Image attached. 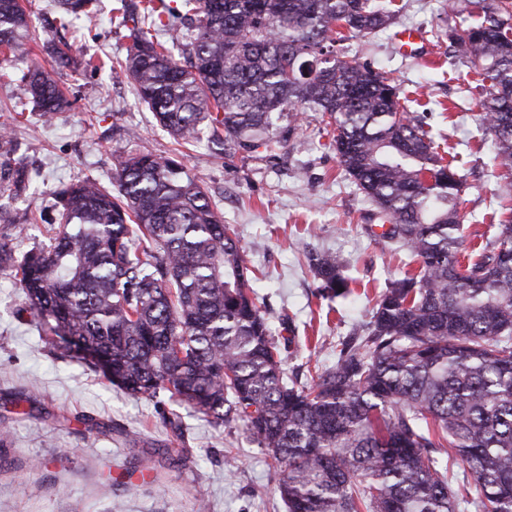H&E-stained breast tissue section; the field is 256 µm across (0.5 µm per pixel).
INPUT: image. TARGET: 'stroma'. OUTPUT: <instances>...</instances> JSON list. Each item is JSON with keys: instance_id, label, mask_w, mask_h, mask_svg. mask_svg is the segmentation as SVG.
<instances>
[{"instance_id": "35a3bbf8", "label": "stroma", "mask_w": 512, "mask_h": 512, "mask_svg": "<svg viewBox=\"0 0 512 512\" xmlns=\"http://www.w3.org/2000/svg\"><path fill=\"white\" fill-rule=\"evenodd\" d=\"M446 0H396L395 28L344 41L345 52L387 72L431 125L436 142L457 152L465 174L461 212L467 238L491 236L498 222L491 201L499 190L493 134L478 124L482 90L448 40ZM98 14L82 21L79 53L123 58L127 28L112 19L115 0H97ZM429 32L421 54L398 50L396 29ZM53 71L69 105L44 122L36 110L16 112L17 87L26 59L0 60V132L17 138L15 155L32 182L14 192L0 181V208L22 217L19 252L47 242L46 217L54 190L85 176L112 185L123 153L147 149L180 154L188 172L204 184L225 223L234 225L248 266L260 272L258 304L273 331H286L283 367L298 383L336 361L342 337L370 319L375 297L399 275L392 245L369 235L368 202L344 178L320 113L303 116L300 149L266 158L253 153L225 161L223 147L208 138L179 146L156 123L119 70L81 75ZM331 251L366 295L329 300L305 255ZM182 424L187 451L181 460L163 453L173 433L165 418ZM0 512H288L274 488L276 468L267 451L247 438L243 423L211 426L192 409L103 386L77 359L63 356L42 336L29 304L8 272L0 270ZM235 457V466L225 464ZM111 485L104 495L103 485Z\"/></svg>"}]
</instances>
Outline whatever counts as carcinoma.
Here are the masks:
<instances>
[{"label": "carcinoma", "instance_id": "cac0c4a2", "mask_svg": "<svg viewBox=\"0 0 512 512\" xmlns=\"http://www.w3.org/2000/svg\"><path fill=\"white\" fill-rule=\"evenodd\" d=\"M55 8L64 25L92 18L96 2ZM115 11L133 22L124 59L48 46L56 68L119 67L163 130L186 143L206 132L226 158L295 150L301 115L322 113L368 221L417 267L388 280L331 367L290 384L234 227L181 161L139 151L117 158L111 190L86 176L56 191L49 244L19 257L23 225L0 231V270L14 272L42 335L130 394L215 427L244 423L277 463L288 512H512V0H448L451 47L479 76L506 179L508 217L477 247L455 159L391 78L336 53L387 29L394 0H117ZM184 11L197 17L182 66L159 35ZM29 25L23 0H0L1 55L31 53ZM19 102L47 121L68 105L39 64ZM307 260L322 294L355 293L338 255Z\"/></svg>", "mask_w": 512, "mask_h": 512}]
</instances>
